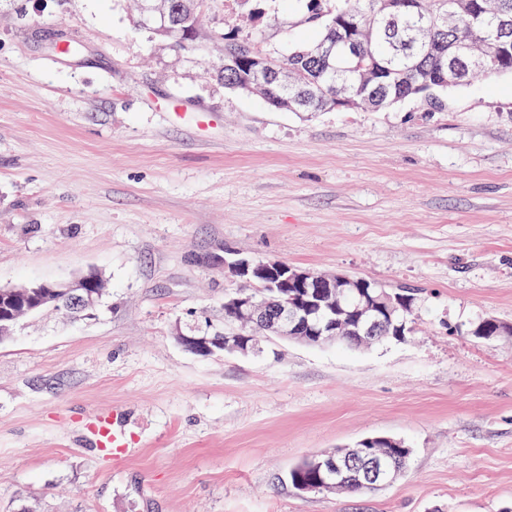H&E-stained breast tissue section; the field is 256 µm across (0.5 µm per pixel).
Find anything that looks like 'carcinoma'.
<instances>
[{"instance_id": "cac0c4a2", "label": "carcinoma", "mask_w": 512, "mask_h": 512, "mask_svg": "<svg viewBox=\"0 0 512 512\" xmlns=\"http://www.w3.org/2000/svg\"><path fill=\"white\" fill-rule=\"evenodd\" d=\"M251 20L286 26L277 0H234ZM300 22L320 30L319 38L281 55L263 53L224 23V64L211 70L228 89L245 91L255 78L254 59L264 57L272 67L286 66L293 74L283 83L266 76L269 88L265 102L276 110L322 112L340 108L343 100H356L361 108L379 111L401 101L424 96L430 105L441 106L439 93L448 89V69L458 71L457 82L476 75L512 73V27L487 52L470 58L458 46L463 41H481L487 29L473 26L468 15L451 14L452 0H303ZM486 22L497 27L504 18L512 23V0H470ZM177 31H197L201 10L208 0H183ZM411 449L364 448L363 458H385L395 476L406 469ZM360 462L353 458L344 468L340 491L360 492ZM296 490L326 479L307 458L290 470Z\"/></svg>"}]
</instances>
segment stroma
I'll use <instances>...</instances> for the list:
<instances>
[{
	"label": "stroma",
	"instance_id": "1",
	"mask_svg": "<svg viewBox=\"0 0 512 512\" xmlns=\"http://www.w3.org/2000/svg\"><path fill=\"white\" fill-rule=\"evenodd\" d=\"M137 0H0V288L93 270L91 319L47 310L0 342V512H512V76L441 109L286 112L225 88L203 56L134 25ZM240 25L266 53L313 39ZM79 50L64 55L62 41ZM234 259L416 292L404 341L263 338L195 355L224 321ZM117 413L131 450L86 443ZM370 435L400 439L379 490L301 493L289 470Z\"/></svg>",
	"mask_w": 512,
	"mask_h": 512
}]
</instances>
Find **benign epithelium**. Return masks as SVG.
<instances>
[{
	"instance_id": "1",
	"label": "benign epithelium",
	"mask_w": 512,
	"mask_h": 512,
	"mask_svg": "<svg viewBox=\"0 0 512 512\" xmlns=\"http://www.w3.org/2000/svg\"><path fill=\"white\" fill-rule=\"evenodd\" d=\"M182 6L176 0H147L143 7L147 19H159L174 30V20ZM229 273L243 283V288L225 301V310L245 326L264 322L272 332L307 344L336 342V314L344 313L343 303L354 300V319L361 323L364 335L359 340L377 343L391 321V297H373L364 288L349 292L356 280L344 275H324L292 267L280 261L253 262L237 259L227 263ZM295 288L298 294L271 305L250 292L252 288ZM99 293L95 279L84 275L54 282H35L22 291H0V319L16 327L23 317L39 313L54 300L64 295L71 299L72 307L85 309ZM181 344L189 351L208 355L212 346L231 343L242 347L243 337L236 333L223 338L209 336H179ZM345 457L327 456L316 462V468L328 475H340ZM386 464L378 459L365 472L360 485L366 489L387 484Z\"/></svg>"
}]
</instances>
